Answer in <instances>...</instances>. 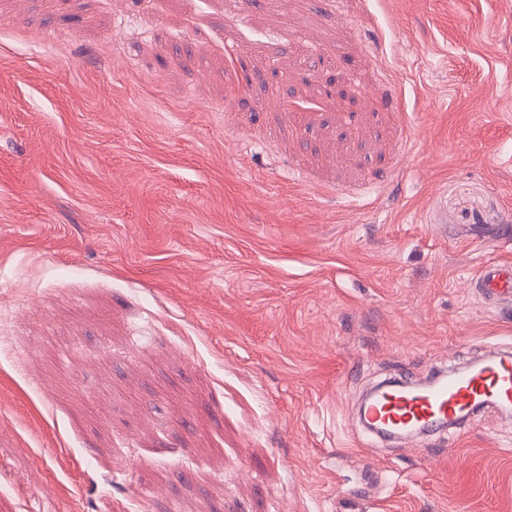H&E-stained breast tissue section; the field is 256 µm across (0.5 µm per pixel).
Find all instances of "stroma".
<instances>
[{
    "instance_id": "obj_1",
    "label": "stroma",
    "mask_w": 512,
    "mask_h": 512,
    "mask_svg": "<svg viewBox=\"0 0 512 512\" xmlns=\"http://www.w3.org/2000/svg\"><path fill=\"white\" fill-rule=\"evenodd\" d=\"M489 263L512 0H0V512H512V413L358 415Z\"/></svg>"
}]
</instances>
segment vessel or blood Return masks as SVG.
Here are the masks:
<instances>
[{"label": "vessel or blood", "mask_w": 512, "mask_h": 512, "mask_svg": "<svg viewBox=\"0 0 512 512\" xmlns=\"http://www.w3.org/2000/svg\"><path fill=\"white\" fill-rule=\"evenodd\" d=\"M477 285L492 299L512 302V266L490 263ZM487 404L512 406V354L498 352L479 365L449 374L438 385L421 387L413 382L390 387L364 406L362 416L373 426L394 431L414 425L432 426L440 421L458 423L474 408Z\"/></svg>", "instance_id": "vessel-or-blood-1"}]
</instances>
